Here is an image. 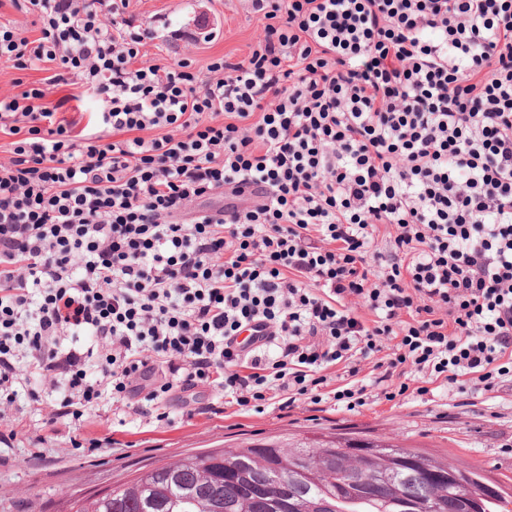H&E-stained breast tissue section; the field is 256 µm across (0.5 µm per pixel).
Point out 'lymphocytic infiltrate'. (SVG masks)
<instances>
[{
    "instance_id": "f902f5d3",
    "label": "lymphocytic infiltrate",
    "mask_w": 512,
    "mask_h": 512,
    "mask_svg": "<svg viewBox=\"0 0 512 512\" xmlns=\"http://www.w3.org/2000/svg\"><path fill=\"white\" fill-rule=\"evenodd\" d=\"M10 3L40 36L0 22V59L55 69L0 94L1 421L352 411L357 356L399 397L512 378V0H248L262 38L203 71L144 59L130 0ZM73 83L89 122L45 104Z\"/></svg>"
}]
</instances>
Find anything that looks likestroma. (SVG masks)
Returning a JSON list of instances; mask_svg holds the SVG:
<instances>
[{
    "label": "stroma",
    "mask_w": 512,
    "mask_h": 512,
    "mask_svg": "<svg viewBox=\"0 0 512 512\" xmlns=\"http://www.w3.org/2000/svg\"><path fill=\"white\" fill-rule=\"evenodd\" d=\"M127 12L135 25L154 32L145 50L160 65L171 63L174 49L186 43L200 70L222 55L241 58L263 33L246 0H130ZM387 388L373 384L366 405L354 411L301 401L286 413L269 407L240 414L229 407L215 415L199 411L221 397L218 389L204 386L191 394L172 392L168 421H149L131 407L116 414L104 402L76 431L64 421L45 424L38 403L24 398L14 412L19 434L6 451L8 464L0 466V512H69L62 490L93 492L191 451L237 447L250 438L321 440L336 434L471 466L512 493L511 382L494 398L475 381L461 391L434 383L425 395L392 401L385 397ZM191 407L197 413L190 418ZM32 435L43 438L45 460L33 458ZM107 437L118 441L116 450L93 448V441Z\"/></svg>",
    "instance_id": "stroma-1"
}]
</instances>
